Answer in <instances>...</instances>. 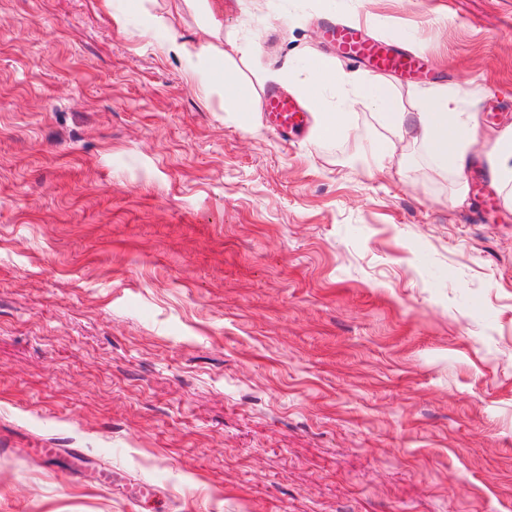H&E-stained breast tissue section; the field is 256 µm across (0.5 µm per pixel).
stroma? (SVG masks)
Returning a JSON list of instances; mask_svg holds the SVG:
<instances>
[{"label": "stroma", "instance_id": "obj_1", "mask_svg": "<svg viewBox=\"0 0 512 512\" xmlns=\"http://www.w3.org/2000/svg\"><path fill=\"white\" fill-rule=\"evenodd\" d=\"M114 9L0 0V512H512V204L454 205L417 146L377 164L371 108L328 139L259 114L334 58L317 26L359 22L424 59L383 81L457 93L483 160L512 0H224L213 33ZM164 45L169 52L179 57L186 72L199 75L204 72L210 82L220 83L225 89V100L236 109L246 110L240 85L224 64V54L216 53L210 45L191 49L180 41L174 32L166 30Z\"/></svg>", "mask_w": 512, "mask_h": 512}]
</instances>
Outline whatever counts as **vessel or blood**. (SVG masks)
I'll return each instance as SVG.
<instances>
[{
  "mask_svg": "<svg viewBox=\"0 0 512 512\" xmlns=\"http://www.w3.org/2000/svg\"><path fill=\"white\" fill-rule=\"evenodd\" d=\"M326 40L336 49V56L342 61L364 60L376 70L411 72L417 58L408 53L393 51L385 43L362 37L356 26L339 23L329 26ZM262 110L270 122L280 131H294L307 123L305 109L293 98L269 92L262 102Z\"/></svg>",
  "mask_w": 512,
  "mask_h": 512,
  "instance_id": "b4317fda",
  "label": "vessel or blood"
}]
</instances>
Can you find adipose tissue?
<instances>
[{"instance_id":"ef3b65f1","label":"adipose tissue","mask_w":512,"mask_h":512,"mask_svg":"<svg viewBox=\"0 0 512 512\" xmlns=\"http://www.w3.org/2000/svg\"><path fill=\"white\" fill-rule=\"evenodd\" d=\"M164 44L179 57L186 72L205 74L221 84L226 100L236 109L245 103L240 85L224 63L223 55L203 44L190 48L174 32H166ZM335 88L336 103H329L325 92ZM309 99L315 109L317 132L330 135L340 130L348 110L358 102L369 104L377 112L383 129L382 157L404 156L407 147L424 148L436 168L453 171L456 176L455 200L464 203L468 196L464 168L468 151L474 142L470 116L460 107L457 96L447 87L436 86L406 97L393 85L348 82L336 73L332 62L325 61L312 72L307 84Z\"/></svg>"}]
</instances>
